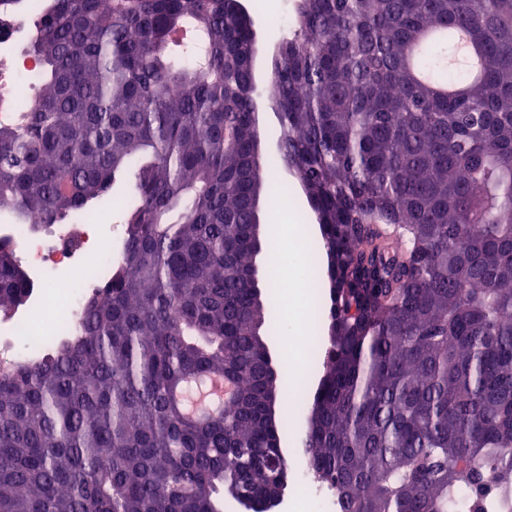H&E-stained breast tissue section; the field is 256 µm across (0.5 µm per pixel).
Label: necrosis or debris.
I'll use <instances>...</instances> for the list:
<instances>
[{"mask_svg":"<svg viewBox=\"0 0 512 512\" xmlns=\"http://www.w3.org/2000/svg\"><path fill=\"white\" fill-rule=\"evenodd\" d=\"M0 243L10 246L32 281L29 307L0 317V349L16 360H34L48 338L45 321L55 333L74 331L82 308L109 278L124 244V227L102 235L98 225L79 221L52 224L46 230L27 224H1Z\"/></svg>","mask_w":512,"mask_h":512,"instance_id":"obj_1","label":"necrosis or debris"}]
</instances>
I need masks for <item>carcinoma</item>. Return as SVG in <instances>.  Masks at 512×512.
Segmentation results:
<instances>
[{
	"instance_id": "1",
	"label": "carcinoma",
	"mask_w": 512,
	"mask_h": 512,
	"mask_svg": "<svg viewBox=\"0 0 512 512\" xmlns=\"http://www.w3.org/2000/svg\"><path fill=\"white\" fill-rule=\"evenodd\" d=\"M0 0L34 106L0 120V210L67 224L129 189L78 330L0 368V512H224L280 485L257 279L259 112L328 259L301 451L341 512H495L512 488V0H295L263 86L241 0ZM448 40L422 43L431 30ZM481 63L452 93L420 80ZM31 281L0 244V312ZM215 376L220 409L182 396ZM260 125L262 131V144L266 152L267 160L273 159L276 154L275 142L279 135V128L273 112L260 113Z\"/></svg>"
}]
</instances>
